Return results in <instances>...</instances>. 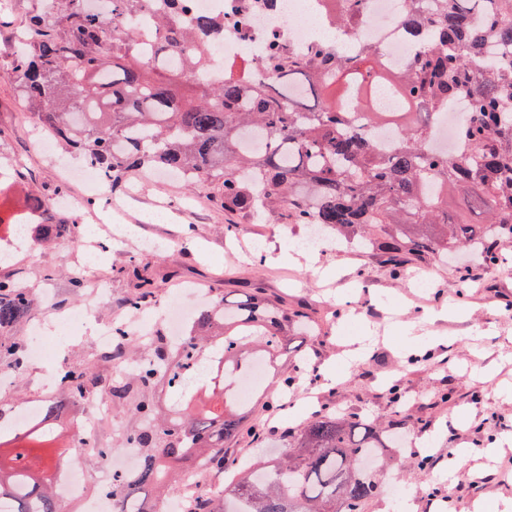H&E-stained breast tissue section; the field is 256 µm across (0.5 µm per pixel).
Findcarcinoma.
Wrapping results in <instances>:
<instances>
[{
	"instance_id": "carcinoma-1",
	"label": "carcinoma",
	"mask_w": 512,
	"mask_h": 512,
	"mask_svg": "<svg viewBox=\"0 0 512 512\" xmlns=\"http://www.w3.org/2000/svg\"><path fill=\"white\" fill-rule=\"evenodd\" d=\"M400 24L425 39L401 72L365 45L354 54L316 49L285 54L278 39L265 45L269 78L246 84L229 75L210 85L193 74L208 66L203 35L224 23L190 18L189 0H49L32 14L20 36L26 51L12 58L10 76L29 112L73 151L96 165L112 188L145 168L167 170L218 205L259 224H317L362 250L376 253L394 275L409 264L448 257L468 248L497 266L512 242V0H408ZM156 12L157 37L144 52L126 20ZM363 0L337 4L333 22L351 35L363 22ZM482 11L479 25L470 14ZM502 49L482 55L485 42ZM198 91L178 96L170 78ZM386 89L400 103L380 112ZM469 102L457 145L431 144L442 111ZM398 127L384 150L367 130ZM463 196L466 210L448 213V195ZM28 203L41 216L44 241L71 233L51 218V197ZM135 309L148 296L138 271ZM38 299L12 280H0V332L24 320ZM312 325L308 313L247 294L230 306L220 298L201 308L175 348L163 336L123 338L130 357L145 351L151 368L137 380L117 381L112 401L140 419L139 430L113 448H136L139 468L112 476L115 512H154L152 500L179 489L184 468L203 459L222 472L234 464L233 445L244 434L236 394L239 374L256 359L270 363L290 353V333ZM26 344L0 342V366L20 373ZM169 375L175 400L155 412L156 374ZM75 400L99 391L95 366L64 373ZM11 404L0 399V444L26 436L32 443L0 453V512H59L53 458L78 463L86 449L67 438L55 457L39 442L52 441L47 421L61 405L42 407L39 425L18 431L3 424ZM405 429L318 410L281 432L285 453L274 463L252 457L231 479L224 498L200 497L190 512H368L383 492L390 467L386 448Z\"/></svg>"
}]
</instances>
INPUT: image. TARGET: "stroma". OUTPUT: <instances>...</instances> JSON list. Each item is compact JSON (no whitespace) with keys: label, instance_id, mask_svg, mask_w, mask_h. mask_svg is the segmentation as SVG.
I'll use <instances>...</instances> for the list:
<instances>
[{"label":"stroma","instance_id":"obj_1","mask_svg":"<svg viewBox=\"0 0 512 512\" xmlns=\"http://www.w3.org/2000/svg\"><path fill=\"white\" fill-rule=\"evenodd\" d=\"M39 0H11V10L0 13V170H12L16 188L0 196V223L10 224L27 208L33 193L74 198L79 208L62 212L65 223L78 232L73 250L34 243L30 252L0 263V279H11L40 297V304L22 323L0 334V339L30 340L33 327L50 328L78 305L90 314L76 334L62 333L52 356L55 364H99L100 349L94 331L108 322H121L132 313L127 299L133 283L124 269L137 263L152 280L148 308L161 309L179 296L178 285L193 280L207 289L210 299L236 298L259 291L267 299H283L317 313L318 327L307 339L306 370L299 375V389L314 387L318 407L349 416L365 417L384 425L395 415L407 416L405 458L395 464L397 481L409 489L412 512H470L481 502L494 512H512V483L490 482L479 496L462 491L448 476L449 462L461 458L477 475L497 472L512 461V445L495 457L485 455L487 435L512 436V273L503 267H488L475 254L462 255L477 281L458 287L455 265L433 261L409 265L391 275L370 254L328 248L317 251L315 262L281 257L289 238L305 233L300 224H252L224 210L207 197H196L183 181L157 179L145 172L133 178L134 194L117 191L122 213L116 221L131 224L135 235L157 243L152 253H142L133 244L110 241L100 234L93 254L80 247L92 225L84 202L88 193L80 182L62 181L61 164L82 165L83 159L63 143L54 153L39 143L48 132L25 110L8 73L11 44ZM169 216L154 219L159 205ZM255 240L259 251L243 257L234 251L237 238ZM87 265L90 280L84 287L71 286L70 267ZM428 274L434 286L420 299H408L415 273ZM107 292L105 304H97L94 287ZM460 303L456 316L435 323L437 338L431 358L410 363L412 347L403 341L405 324L416 316ZM381 331L383 342L374 344L356 366L336 375H326L345 344L364 330ZM399 385L403 407L394 411L386 399L390 386ZM439 457L430 472L415 468L414 456ZM436 479L441 500L429 501V479Z\"/></svg>","mask_w":512,"mask_h":512}]
</instances>
